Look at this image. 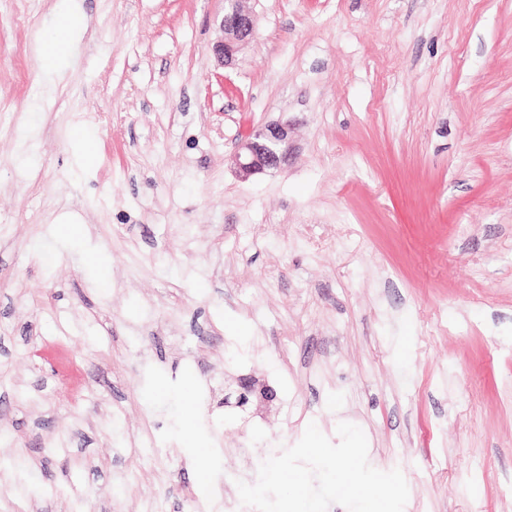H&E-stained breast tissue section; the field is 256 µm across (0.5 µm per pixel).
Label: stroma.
Returning a JSON list of instances; mask_svg holds the SVG:
<instances>
[{
  "mask_svg": "<svg viewBox=\"0 0 512 512\" xmlns=\"http://www.w3.org/2000/svg\"><path fill=\"white\" fill-rule=\"evenodd\" d=\"M247 5L226 68L223 0L0 7V512H195L342 421L404 512H512V0ZM245 1L224 0V13L219 24L223 37L213 44L212 52L225 67L233 65L242 47L255 38L254 17L243 5ZM82 15L76 10H70L60 15L58 29L60 38L46 41L42 48L44 57L43 76H47L57 69L60 60L64 57L71 37L81 28ZM293 124L286 120L253 128L231 157L237 175L242 179L288 164L294 151Z\"/></svg>",
  "mask_w": 512,
  "mask_h": 512,
  "instance_id": "1",
  "label": "stroma"
}]
</instances>
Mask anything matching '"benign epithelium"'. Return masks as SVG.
<instances>
[{
  "label": "benign epithelium",
  "mask_w": 512,
  "mask_h": 512,
  "mask_svg": "<svg viewBox=\"0 0 512 512\" xmlns=\"http://www.w3.org/2000/svg\"><path fill=\"white\" fill-rule=\"evenodd\" d=\"M245 0H224L220 20L221 40L212 46V52L223 66L236 61L242 47L256 34L253 14L245 8ZM293 124L280 120L253 128L238 145L231 157L237 175L242 179L288 164L294 151Z\"/></svg>",
  "instance_id": "1"
}]
</instances>
